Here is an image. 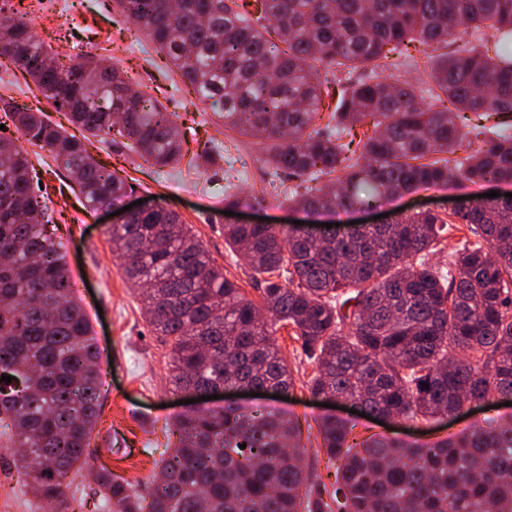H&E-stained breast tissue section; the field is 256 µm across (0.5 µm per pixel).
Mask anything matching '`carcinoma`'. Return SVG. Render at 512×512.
I'll return each instance as SVG.
<instances>
[{
  "label": "carcinoma",
  "instance_id": "obj_1",
  "mask_svg": "<svg viewBox=\"0 0 512 512\" xmlns=\"http://www.w3.org/2000/svg\"><path fill=\"white\" fill-rule=\"evenodd\" d=\"M115 2L198 103L269 146L268 184L292 206L335 214L450 182L512 183V53L478 48L489 30L512 42V0ZM414 50L431 63L418 86L393 77ZM2 56L90 136L155 168L180 160L173 114L132 88L118 63L87 56L88 75L72 78L46 63L54 50L31 25L0 15ZM322 67L342 75L336 87L323 85ZM357 70L365 77L354 81ZM0 110L19 133L0 136V377L13 376L0 380V439L22 449L15 467L34 497L75 512L69 474L89 468L103 512H512V418L424 446L361 438L325 416L316 426L336 464L329 483L301 464L299 420L276 409L173 417L164 428L172 452L143 489L94 465L100 351L20 140L60 161L91 209L121 204L132 186L42 113L4 98ZM464 112L499 121L466 130ZM466 138L483 146L458 157ZM453 216L475 241L446 267L429 261L449 225L431 211L323 242L304 226L227 224L224 241L246 256L259 305L161 205L112 225L110 241L142 287L149 324L170 342L176 389H294L263 309L302 342L313 395L423 422L512 395V198Z\"/></svg>",
  "mask_w": 512,
  "mask_h": 512
}]
</instances>
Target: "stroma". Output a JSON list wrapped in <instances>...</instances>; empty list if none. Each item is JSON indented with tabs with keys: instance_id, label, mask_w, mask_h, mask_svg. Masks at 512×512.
<instances>
[{
	"instance_id": "35a3bbf8",
	"label": "stroma",
	"mask_w": 512,
	"mask_h": 512,
	"mask_svg": "<svg viewBox=\"0 0 512 512\" xmlns=\"http://www.w3.org/2000/svg\"><path fill=\"white\" fill-rule=\"evenodd\" d=\"M0 9L8 15H24L62 62L116 50L120 67L134 87L148 89L168 111L175 113L184 141V160L176 166L157 170L148 167L135 152L105 144H94L90 151L133 185L131 200L151 198L176 212L214 264L238 283L247 299L259 301L260 293L242 255L233 253L224 243V226L231 218L223 214L213 193L215 187L230 185L243 199L239 212L244 223L285 229L292 221L309 219L313 231L321 234L328 222L343 229L358 220L374 222L376 213L371 211L309 218L291 210L264 178L265 154L261 146L225 128L211 107L194 104L190 87L168 70L145 32L121 15L114 0H0ZM0 97L42 109L52 121L66 125L68 133L76 131L68 124L65 113L56 111L43 97L32 96L26 77L1 59ZM28 152L47 188V205L65 247L68 275L71 280L83 282L75 295L89 316L101 362L108 370L102 390V414L92 445L98 450L100 463L114 474L135 483L147 482L164 450L165 423L187 410L182 403L183 393L175 390L170 379L169 347L150 326L137 288L126 279L119 260L112 255L109 213L83 208L68 186L67 171L53 161L48 151L32 146ZM494 190L504 194L508 188L503 184L495 188L488 184H450L422 189L385 201L380 213L393 222L426 208L445 212L458 200L469 201ZM255 195L262 202L249 207L248 202ZM272 330L283 357L298 371L297 384L284 400L269 395L259 399L244 396L238 403L243 407L272 404L297 417L301 424H314L328 410L305 386L312 367L291 327L276 324ZM504 413L512 414V405L478 407L460 417L433 420L421 430L403 421L378 424L352 414L343 404L335 411L336 416L351 420L362 436L387 435L420 443L485 425ZM50 510L49 504L35 499L23 487L9 449L0 447V512Z\"/></svg>"
}]
</instances>
